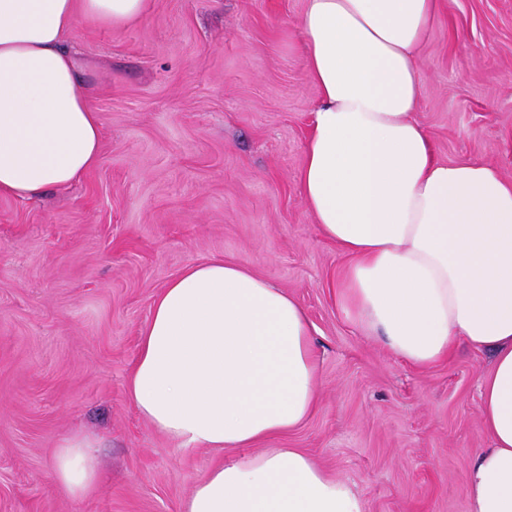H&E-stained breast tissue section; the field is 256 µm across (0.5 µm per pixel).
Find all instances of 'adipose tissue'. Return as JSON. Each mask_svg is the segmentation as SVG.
Instances as JSON below:
<instances>
[{"instance_id": "ef3b65f1", "label": "adipose tissue", "mask_w": 512, "mask_h": 512, "mask_svg": "<svg viewBox=\"0 0 512 512\" xmlns=\"http://www.w3.org/2000/svg\"><path fill=\"white\" fill-rule=\"evenodd\" d=\"M147 0H0V195L64 190L97 164L102 130L66 48L85 20L122 26ZM439 0H306L300 33L318 91L300 191L348 263L336 300L417 368L458 343L492 355L479 383L489 437L468 465L470 512H512V181L473 160L438 161L414 117L418 49ZM305 309L250 269L191 264L154 299L127 395L186 448L238 449L180 512H365L351 485L298 448L263 442L318 403ZM94 440L75 432L54 457L56 484L93 493Z\"/></svg>"}]
</instances>
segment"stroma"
<instances>
[{
	"instance_id": "1",
	"label": "stroma",
	"mask_w": 512,
	"mask_h": 512,
	"mask_svg": "<svg viewBox=\"0 0 512 512\" xmlns=\"http://www.w3.org/2000/svg\"><path fill=\"white\" fill-rule=\"evenodd\" d=\"M305 0H148L137 21H87L72 44L103 131L97 166L34 200L0 196V512H178L219 460L157 431L127 398L154 298L221 257L293 296L315 326L316 411L268 448H301L365 512H469L489 439V354L459 344L426 369L336 304L344 263L299 189L318 92L301 53ZM415 117L442 162L512 179V0H442L419 49ZM101 477L54 483L70 431Z\"/></svg>"
}]
</instances>
